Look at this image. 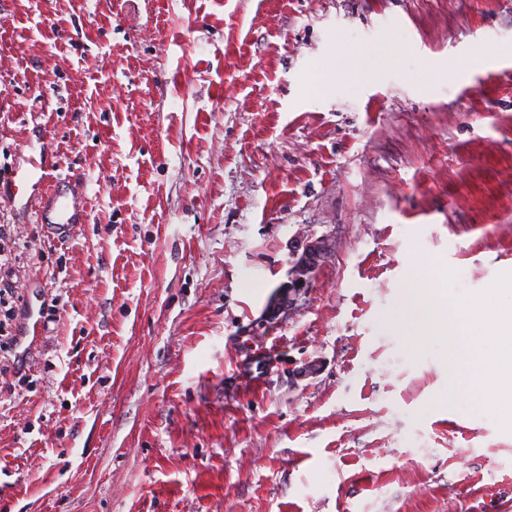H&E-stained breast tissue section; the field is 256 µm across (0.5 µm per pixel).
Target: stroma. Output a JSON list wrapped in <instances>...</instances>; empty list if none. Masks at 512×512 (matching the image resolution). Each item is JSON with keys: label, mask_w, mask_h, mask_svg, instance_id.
I'll use <instances>...</instances> for the list:
<instances>
[{"label": "stroma", "mask_w": 512, "mask_h": 512, "mask_svg": "<svg viewBox=\"0 0 512 512\" xmlns=\"http://www.w3.org/2000/svg\"><path fill=\"white\" fill-rule=\"evenodd\" d=\"M44 144L88 222L0 200L43 311L0 512H512V432L391 322L414 255L512 273V0H0V170ZM334 70H343L362 79L369 76L362 61L353 58L347 50H342L337 55L336 64L320 68L310 76L306 87L307 91L312 95L323 93L329 84ZM324 251L323 246L320 243H315L309 245L307 250V257L304 261H301L292 272V280L288 288L299 290L300 288H304L307 284L309 275L312 273L314 265L320 256V254Z\"/></svg>", "instance_id": "1"}]
</instances>
